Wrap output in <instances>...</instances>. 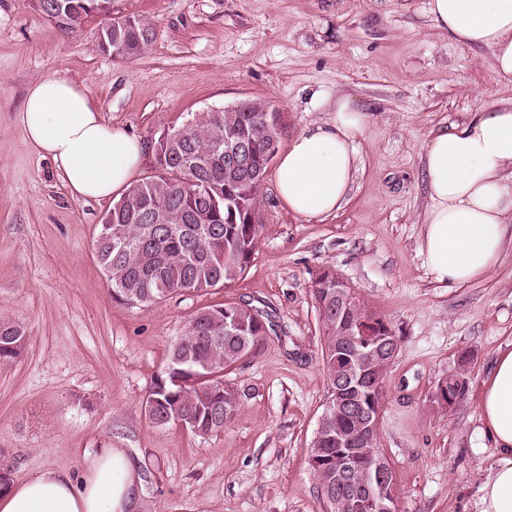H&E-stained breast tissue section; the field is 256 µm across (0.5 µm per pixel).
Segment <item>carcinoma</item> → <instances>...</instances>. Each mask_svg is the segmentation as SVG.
Wrapping results in <instances>:
<instances>
[{
	"label": "carcinoma",
	"instance_id": "obj_1",
	"mask_svg": "<svg viewBox=\"0 0 512 512\" xmlns=\"http://www.w3.org/2000/svg\"><path fill=\"white\" fill-rule=\"evenodd\" d=\"M40 14L63 33L78 32L93 15L101 17L97 47L115 60L144 54L155 39L153 25L136 16H112V0H31ZM286 130L285 114L277 107L253 111L252 101L238 112H219L211 120L186 121L161 133L152 145V175L131 186L103 218L95 253L112 288V298L131 307H149L187 290L224 287L238 279L253 256L259 231V180L270 164L266 154L268 123ZM246 146L243 165L226 158L228 142ZM184 215L178 231L168 224H150L153 211ZM338 274L321 270L313 281V296L323 328V360L331 382L349 375V357L356 345L348 328L366 317L375 324V338L397 340L381 317L366 310L346 283L336 287ZM349 296L356 312L342 315L336 296ZM268 324L247 304L224 303L198 309L185 333L173 344L166 366L152 379L143 401L145 417L153 424L180 419L196 435L224 429L239 410L238 391L224 381V372L259 355ZM26 344L25 331L14 321L0 320V362L16 359ZM462 373L441 380L452 401L465 396ZM323 430L313 441L309 466L323 506L334 512H376L369 501L353 506L345 494L343 474L336 462L350 449L336 436L356 437L360 423L347 411L324 407Z\"/></svg>",
	"mask_w": 512,
	"mask_h": 512
}]
</instances>
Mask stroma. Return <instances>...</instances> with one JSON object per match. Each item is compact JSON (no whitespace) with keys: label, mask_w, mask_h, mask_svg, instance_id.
Listing matches in <instances>:
<instances>
[{"label":"stroma","mask_w":512,"mask_h":512,"mask_svg":"<svg viewBox=\"0 0 512 512\" xmlns=\"http://www.w3.org/2000/svg\"><path fill=\"white\" fill-rule=\"evenodd\" d=\"M428 6L112 0L113 16L156 29L143 55L116 61L97 49L99 18L67 36L29 0H0V320L27 336L22 355L0 364V449L13 480L47 469L77 479L93 456L120 448L140 473L137 512H322L308 453L331 384L312 284L331 268L399 339L379 430L397 512H470L495 453L480 445L479 394L512 344V252L478 280L435 281L418 250L421 155L432 132L511 98L512 85L495 84L489 48H460ZM48 76L84 83L108 122L146 141L249 99L278 107L293 135L350 97L368 116L350 199L332 217L303 219L266 180L241 277L148 308L117 302L94 251L111 200L73 197L19 121L28 87ZM224 302L274 325L261 353L227 376L238 416L207 436L150 423L142 402L168 349L197 309ZM461 366L464 398L431 406Z\"/></svg>","instance_id":"35a3bbf8"}]
</instances>
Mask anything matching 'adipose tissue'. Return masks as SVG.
Returning a JSON list of instances; mask_svg holds the SVG:
<instances>
[{
  "label": "adipose tissue",
  "mask_w": 512,
  "mask_h": 512,
  "mask_svg": "<svg viewBox=\"0 0 512 512\" xmlns=\"http://www.w3.org/2000/svg\"><path fill=\"white\" fill-rule=\"evenodd\" d=\"M429 14L457 45L491 49L495 81L512 84V0H430ZM20 120L77 198L105 200L125 191L145 159V142L108 123L86 86L67 79L32 84ZM366 122V113L345 97L329 119L290 139L274 174L290 213L325 219L343 208ZM423 162L429 203L419 251L426 267L452 287L485 276L512 243V98L432 133ZM480 423L495 460L473 512H512V345L498 351L482 383ZM138 482L124 451L108 448L81 480L46 470L11 483L0 492V512H136Z\"/></svg>",
  "instance_id": "obj_1"
}]
</instances>
